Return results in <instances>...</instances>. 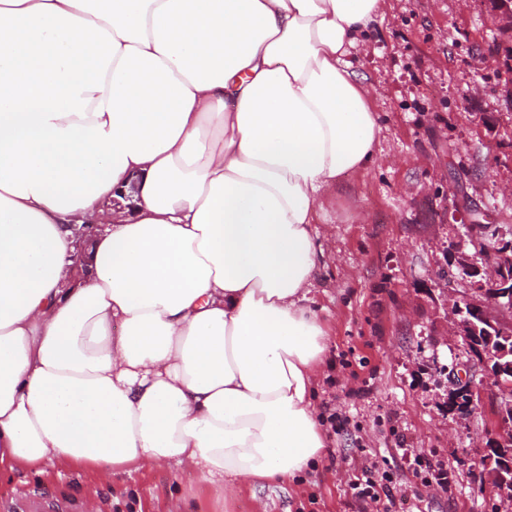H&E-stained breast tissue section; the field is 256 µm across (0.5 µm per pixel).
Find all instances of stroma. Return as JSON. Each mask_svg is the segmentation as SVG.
<instances>
[{
    "instance_id": "1",
    "label": "stroma",
    "mask_w": 512,
    "mask_h": 512,
    "mask_svg": "<svg viewBox=\"0 0 512 512\" xmlns=\"http://www.w3.org/2000/svg\"><path fill=\"white\" fill-rule=\"evenodd\" d=\"M491 0H385L354 64L383 127L367 173L342 179L319 229L329 327L316 392L337 414L296 481L234 493L165 465L102 482L87 465L0 472V512H376L351 485L386 476L395 512H512L486 475L489 406L448 410V374L474 355L448 322V256L472 221L512 227V39ZM452 467L447 487L435 475Z\"/></svg>"
}]
</instances>
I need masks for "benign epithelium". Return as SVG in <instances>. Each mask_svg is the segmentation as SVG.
I'll return each mask as SVG.
<instances>
[{"instance_id":"1","label":"benign epithelium","mask_w":512,"mask_h":512,"mask_svg":"<svg viewBox=\"0 0 512 512\" xmlns=\"http://www.w3.org/2000/svg\"><path fill=\"white\" fill-rule=\"evenodd\" d=\"M479 225L470 224L466 237L454 246L450 254L449 266L456 267L461 281L467 288L454 296L451 314L454 320L455 334L460 336L467 346L474 345L475 336L481 329H493L499 335L510 338L512 331L506 329V307L512 305V278L507 274V265L512 262V239L501 236L497 239L498 261H493L481 253L476 234ZM477 366L485 374L502 380L504 374L512 372V364L502 362L512 353L508 345L499 343L496 347L498 362L491 365L487 354L491 347H476ZM483 382L476 381V372L465 366V373H456L451 382L448 398L457 403L464 402L468 407L484 402ZM512 413V401L502 399L494 410L497 426L490 431L489 447L499 453L506 451L512 444V435L504 419ZM512 463L505 460L501 466L487 467L486 473L497 486L502 498L512 500V481L504 474V467Z\"/></svg>"}]
</instances>
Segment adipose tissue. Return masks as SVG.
<instances>
[{"label": "adipose tissue", "instance_id": "1", "mask_svg": "<svg viewBox=\"0 0 512 512\" xmlns=\"http://www.w3.org/2000/svg\"><path fill=\"white\" fill-rule=\"evenodd\" d=\"M383 2L0 0V470L318 462L317 224L376 161Z\"/></svg>", "mask_w": 512, "mask_h": 512}]
</instances>
